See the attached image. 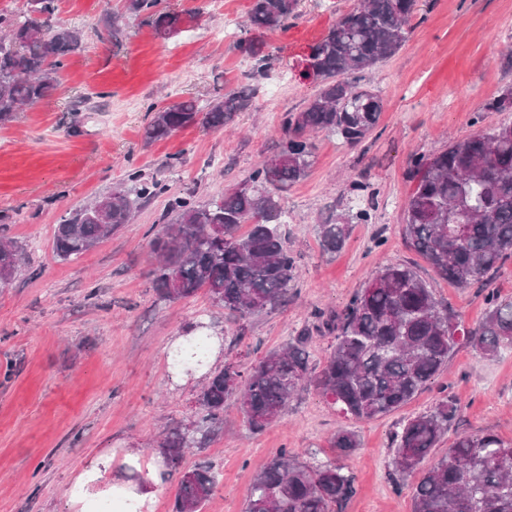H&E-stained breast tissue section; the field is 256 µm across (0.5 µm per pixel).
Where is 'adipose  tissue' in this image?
<instances>
[{"instance_id":"adipose-tissue-1","label":"adipose tissue","mask_w":512,"mask_h":512,"mask_svg":"<svg viewBox=\"0 0 512 512\" xmlns=\"http://www.w3.org/2000/svg\"><path fill=\"white\" fill-rule=\"evenodd\" d=\"M112 451H104L92 459L75 481V491L70 498V512H93L101 502L115 504L117 512H153L158 492L163 484L162 461L143 463L139 449L123 451L122 463L138 473L136 482L125 481L112 475Z\"/></svg>"}]
</instances>
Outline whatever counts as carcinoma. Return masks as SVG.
Returning <instances> with one entry per match:
<instances>
[{
  "instance_id": "1",
  "label": "carcinoma",
  "mask_w": 512,
  "mask_h": 512,
  "mask_svg": "<svg viewBox=\"0 0 512 512\" xmlns=\"http://www.w3.org/2000/svg\"><path fill=\"white\" fill-rule=\"evenodd\" d=\"M300 0H252L237 42L251 58L263 52L261 35L285 28L298 16ZM414 0H360L341 14L310 47L305 61L314 70L318 93L287 114L274 155L258 164L249 188L236 185L218 198L198 203L192 196L170 201L167 225L150 246L157 257L153 288L168 301L206 290L212 303L239 321L281 307L297 279L295 258L281 226L286 211L280 193L308 175L314 162L313 135L326 132L356 146L376 128L383 102L355 74L395 55L408 39ZM35 16L0 13V124L56 88L65 61L81 46L80 32L56 19L57 0H31ZM124 14L150 22L168 39L198 19L200 10L177 12L162 0H124ZM254 90L232 89L203 106L194 99L150 104L144 143L166 140L200 123L231 126L252 107ZM512 109V86L486 103L484 112ZM416 186L404 212L410 248L435 273L461 287L483 281L512 257V125L485 128L454 139L448 148L411 159ZM165 190L141 170L93 201L61 216L53 237L58 259H78L100 240L132 223L134 213ZM370 212L332 216L316 225L323 250L340 251L350 224H366ZM249 225L241 232L242 225ZM18 251L0 239V288L17 273ZM316 319L336 334V344L319 371L309 367V329L282 348L266 353L247 372L232 362L214 371L197 397L195 419L166 431L159 443L167 466L181 471L171 512H200L215 487L214 465L201 461L180 470L186 454L203 447L224 427V404L236 400L249 429L264 431L281 418L299 385L312 384L346 417L366 421L407 404L448 365L456 346L458 315L441 307L410 266L387 264L368 279L340 312L319 311ZM479 354L493 358L512 348V297L487 295L482 321L464 333ZM459 403L442 397L432 410L404 421L391 436L396 486H411L412 512H512V444L495 434L458 435L448 454L423 468L448 433ZM330 447L344 453L360 447L354 430L340 428ZM355 493L352 476L333 462L310 465L281 448L256 475L246 512H339Z\"/></svg>"
}]
</instances>
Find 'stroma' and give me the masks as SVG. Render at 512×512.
<instances>
[{"mask_svg": "<svg viewBox=\"0 0 512 512\" xmlns=\"http://www.w3.org/2000/svg\"><path fill=\"white\" fill-rule=\"evenodd\" d=\"M166 2L202 15L163 40L140 18L109 32L106 16L122 12L123 0H58V19L82 31V45L51 96L0 126V233L16 243L20 261L11 287L0 289V512H69L67 493L91 458L139 448L152 459L164 430L189 424L205 379L197 370L178 374L172 351L196 323L224 337L215 368L233 362L246 371L311 326L315 311L342 309L389 263L411 265L467 329L482 320L489 291L512 296V258L488 282L461 288L437 276L402 234L414 189L411 155L442 151L450 137L477 132L478 110L512 85V64L503 58L512 45V0H418L406 44L360 79L383 99L378 126L354 147L316 134L314 166L283 194V230L299 269L287 305L238 322L203 290L178 302L160 299L150 240L170 198L208 201L272 156L285 115L319 90L300 76L304 55L358 0H301L287 29L264 34L269 70L251 109L237 115L235 132L194 125L148 146V104L208 103L256 65L235 40L214 36L225 21L243 23L251 0ZM174 155L181 163L171 171L166 162ZM135 167L165 181L167 192L81 258H55L59 217ZM355 180L373 195L372 218L351 225L341 252L324 253L315 226L358 207ZM445 394L461 410L434 458L459 434L491 432L512 442V350L485 358L462 342L432 384L369 421L343 417L306 385L280 420L257 434L228 400L223 430L183 465L206 458L219 472L202 512H244L254 473L282 448L307 462L341 459L356 486L342 512H411L409 491L394 486L391 435ZM341 426L361 439L344 458L328 445Z\"/></svg>", "mask_w": 512, "mask_h": 512, "instance_id": "1", "label": "stroma"}]
</instances>
